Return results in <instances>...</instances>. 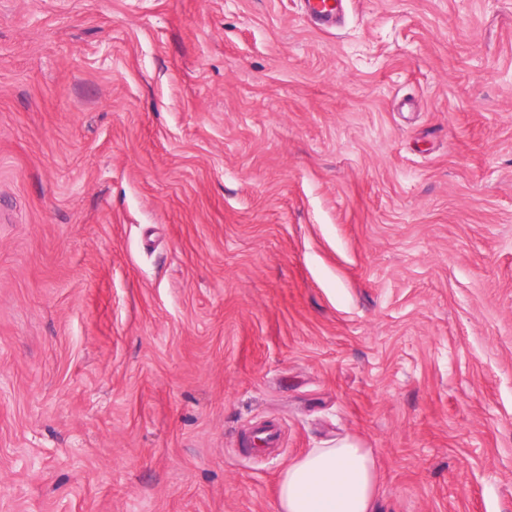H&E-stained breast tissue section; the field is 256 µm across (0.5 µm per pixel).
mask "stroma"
I'll list each match as a JSON object with an SVG mask.
<instances>
[{
	"instance_id": "stroma-1",
	"label": "stroma",
	"mask_w": 512,
	"mask_h": 512,
	"mask_svg": "<svg viewBox=\"0 0 512 512\" xmlns=\"http://www.w3.org/2000/svg\"><path fill=\"white\" fill-rule=\"evenodd\" d=\"M343 2L0 0V512H512V0ZM342 0H306V12L309 19L315 25L332 24L336 22L337 15L340 14L342 8ZM331 2H336L335 7L326 6ZM377 482L370 448L349 439L311 448L281 472L277 512H376Z\"/></svg>"
}]
</instances>
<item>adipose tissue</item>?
<instances>
[{"label": "adipose tissue", "mask_w": 512, "mask_h": 512, "mask_svg": "<svg viewBox=\"0 0 512 512\" xmlns=\"http://www.w3.org/2000/svg\"><path fill=\"white\" fill-rule=\"evenodd\" d=\"M377 482L371 449L348 439L312 448L281 472L277 512H375Z\"/></svg>", "instance_id": "1"}]
</instances>
